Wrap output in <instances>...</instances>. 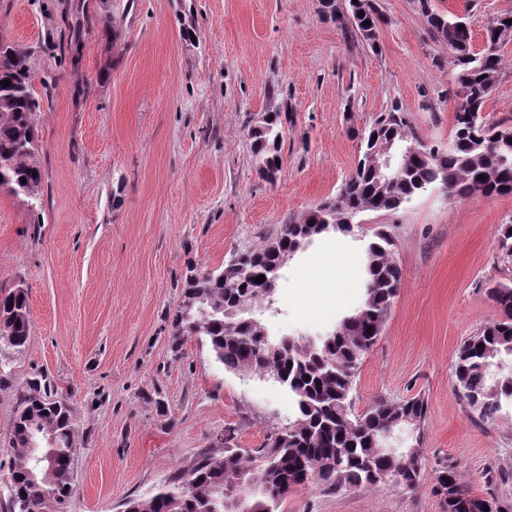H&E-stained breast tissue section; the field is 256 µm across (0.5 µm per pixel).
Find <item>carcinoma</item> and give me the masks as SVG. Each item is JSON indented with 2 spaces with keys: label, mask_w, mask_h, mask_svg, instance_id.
<instances>
[{
  "label": "carcinoma",
  "mask_w": 512,
  "mask_h": 512,
  "mask_svg": "<svg viewBox=\"0 0 512 512\" xmlns=\"http://www.w3.org/2000/svg\"><path fill=\"white\" fill-rule=\"evenodd\" d=\"M429 2L419 0L428 29L448 45L458 67L457 91L465 94L454 114V145L409 151L392 178H382L373 165L374 153L389 143L403 149L422 143L394 104L364 128L352 129L359 160L335 197L318 204L303 220L281 225L262 246L233 252L217 269L187 267L182 300L190 302L203 293L207 302L190 310L178 306L172 320L175 346L196 334L229 371L266 377L278 373V384L294 403L295 419L246 455L237 448L235 431L226 429L223 457H197L153 497L129 502L128 512H224V491L242 475L260 488L276 491L273 497L257 496L255 512H278L281 500L297 485H318L327 491L377 487L382 485L374 476L379 470L395 472L397 484L409 489L422 481L427 401L421 396L397 402L379 398L360 414L353 410L355 380L382 333L402 272L391 235L379 229L366 240L354 233L355 225L347 218L365 210H396L437 186L452 201L512 194V124L487 125L480 116L497 80L499 55L475 50L471 33L462 29L465 21L433 11ZM322 13L351 27L371 45L382 23L371 0H323ZM3 80L11 85H0V189L15 195L31 191L35 212L42 204V172L35 162V116L40 105L33 95L28 56L6 41L0 44ZM290 122L286 111L269 112L248 130L257 171L268 183L275 182L280 171L279 140ZM336 235L364 241L362 305L335 331L315 338L313 345L305 336L295 341L283 337L277 340L279 351L270 349L252 323L256 301L273 297L285 261L315 241ZM259 275L264 282H255ZM487 295L498 317L459 347L454 365L455 392L484 421L495 419L503 407H512V285H495ZM0 321L9 333L4 346L19 349L27 344V291L0 290ZM406 423L415 430L413 451L404 457H382L374 439L387 428ZM74 427L67 400L52 395L42 381H31L19 396L13 420V460L5 482L12 512H62L72 494ZM35 432L53 439L50 451L56 466L31 480L30 442ZM450 488L458 504L455 512H469L465 504L471 493L459 482L454 467L446 465L436 473L433 491L439 495Z\"/></svg>",
  "instance_id": "1"
}]
</instances>
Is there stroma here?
Returning <instances> with one entry per match:
<instances>
[{
    "instance_id": "obj_1",
    "label": "stroma",
    "mask_w": 512,
    "mask_h": 512,
    "mask_svg": "<svg viewBox=\"0 0 512 512\" xmlns=\"http://www.w3.org/2000/svg\"><path fill=\"white\" fill-rule=\"evenodd\" d=\"M376 46L324 19L320 0H0V35L28 52L43 173L42 208L0 190V288L29 293L31 335L0 362V479L15 407L36 377L76 420L73 491L63 512H126L236 429L263 447L294 417L273 380L224 368L201 338L174 347L188 263L214 269L264 244L336 195L358 160L350 134L402 106L430 145L452 139L456 68L418 0H375ZM465 18L473 42L512 0H431ZM120 40H112V32ZM487 122L512 124V36L501 41ZM289 110L275 183L252 157L249 126ZM386 226L402 269L384 329L356 379L353 409L423 395L422 467L413 490L299 487L279 512H445L431 478L453 465L476 496L512 512V410L482 421L453 388L458 347L493 320L489 287L512 285L497 242L512 195L455 202L432 188ZM359 244L319 241L283 268L262 320L271 338L323 336L363 302ZM350 275L335 285L336 268Z\"/></svg>"
}]
</instances>
